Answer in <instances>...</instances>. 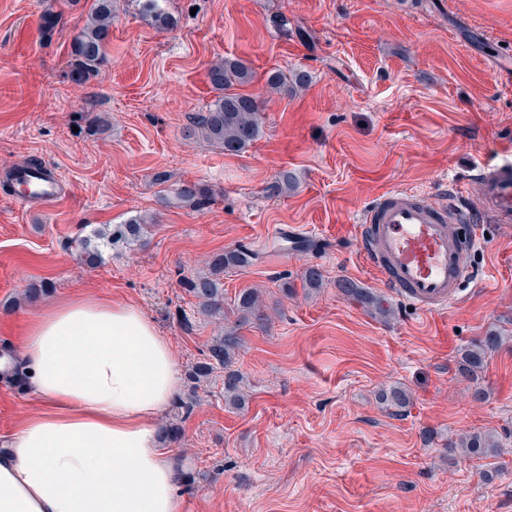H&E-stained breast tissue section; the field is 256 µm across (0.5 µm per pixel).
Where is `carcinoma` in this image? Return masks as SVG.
<instances>
[{
	"mask_svg": "<svg viewBox=\"0 0 512 512\" xmlns=\"http://www.w3.org/2000/svg\"><path fill=\"white\" fill-rule=\"evenodd\" d=\"M163 3L165 0H143L142 5L144 13L151 17L160 29L168 28L171 23V17ZM114 11V0H93L86 22L72 43L71 65L76 81L83 82L98 75L107 63ZM207 78L216 92L215 98L206 112L198 116L187 129V136L201 137L218 144L229 154L239 153L253 145L262 133L257 100L253 95L243 91L244 87L255 80V72L246 61L238 57H226L210 65ZM307 83L308 75L300 71L287 74L281 70H272L265 76V86L273 92L292 93ZM293 187L292 177L284 171L268 186V191L272 195H280ZM176 197L183 203L198 206L209 201L211 193L199 184L187 183L177 189ZM145 228L143 218L132 217L123 224H107L95 229L79 243L80 259L85 265L93 267L102 261L105 248L132 250L141 241ZM256 257L257 254L246 247L229 249L214 258L210 273L184 281L187 292L199 300L203 314L214 318L224 317V288L221 286L219 275L226 270L247 267ZM337 287L345 297L369 308L376 315L382 318L390 316L391 310L382 298L359 287L354 281L340 279L337 281ZM232 311L239 316L238 324L225 328L223 334L212 339L207 348L206 359L190 366L186 370V378L195 390L216 371H224V401L236 405L244 400L242 376L234 369L236 353L243 346L239 326L252 318L262 320L265 314L263 301L254 289L240 291L234 297ZM501 343V336L490 333L463 352L460 373L475 384L473 396L476 399L484 397V390L478 387V379L485 357ZM382 400L396 413L408 407L410 403L408 393L400 386L383 393ZM195 404L196 400L192 397L176 403L175 421L163 429L165 439H178L179 421L192 414ZM459 446L465 452L480 458L501 452L500 443L491 432L468 434L460 440Z\"/></svg>",
	"mask_w": 512,
	"mask_h": 512,
	"instance_id": "1",
	"label": "carcinoma"
}]
</instances>
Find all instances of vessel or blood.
Wrapping results in <instances>:
<instances>
[{"label":"vessel or blood","mask_w":512,"mask_h":512,"mask_svg":"<svg viewBox=\"0 0 512 512\" xmlns=\"http://www.w3.org/2000/svg\"><path fill=\"white\" fill-rule=\"evenodd\" d=\"M482 213L496 224L512 222V164L482 166L473 182ZM64 184L47 166L23 171L11 197L21 203H51ZM471 211L447 199L429 201L419 192L393 189L363 212L359 226L360 255L380 285L420 311H445L470 274L477 233H464L473 223Z\"/></svg>","instance_id":"b4317fda"}]
</instances>
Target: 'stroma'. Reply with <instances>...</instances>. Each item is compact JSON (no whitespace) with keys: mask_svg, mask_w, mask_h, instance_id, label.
I'll return each mask as SVG.
<instances>
[{"mask_svg":"<svg viewBox=\"0 0 512 512\" xmlns=\"http://www.w3.org/2000/svg\"><path fill=\"white\" fill-rule=\"evenodd\" d=\"M90 4L0 0V351L34 311L81 294L137 306L186 370L237 316L201 314L184 281L244 246L259 258L224 272V296L259 289L267 317L240 331L243 405L202 386L180 439L163 445L192 476L182 512H512V223L481 224L472 277L446 313L392 297L383 320L336 286L379 291L358 226L387 190L434 199L456 185V205L480 213L475 169L512 143V78L500 73L512 0H167L165 30L140 0H116L108 62L79 84L71 45ZM225 57L258 74L247 90L262 136L235 155L183 136L214 98L207 68ZM277 69L309 82L270 92L264 75ZM28 162L50 165L67 196L9 200ZM284 170L294 190L269 195ZM186 181L206 185L210 203H180ZM136 215L149 220L140 245L81 263L83 236ZM290 224L308 246L278 247ZM313 265L324 286L301 290ZM41 282L51 290L29 301ZM491 332L504 342L486 356L477 401L458 365ZM392 386L411 397L403 414L379 399ZM41 407L17 373H0V438ZM478 431L502 441L500 455L459 448Z\"/></svg>","mask_w":512,"mask_h":512,"instance_id":"obj_1","label":"stroma"}]
</instances>
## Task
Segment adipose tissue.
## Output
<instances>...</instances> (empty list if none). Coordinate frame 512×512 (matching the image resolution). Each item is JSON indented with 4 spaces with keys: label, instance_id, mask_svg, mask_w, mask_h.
Returning <instances> with one entry per match:
<instances>
[{
    "label": "adipose tissue",
    "instance_id": "obj_1",
    "mask_svg": "<svg viewBox=\"0 0 512 512\" xmlns=\"http://www.w3.org/2000/svg\"><path fill=\"white\" fill-rule=\"evenodd\" d=\"M19 351L43 407L0 449V512H181L157 428L179 370L146 315L72 297L31 314Z\"/></svg>",
    "mask_w": 512,
    "mask_h": 512
}]
</instances>
